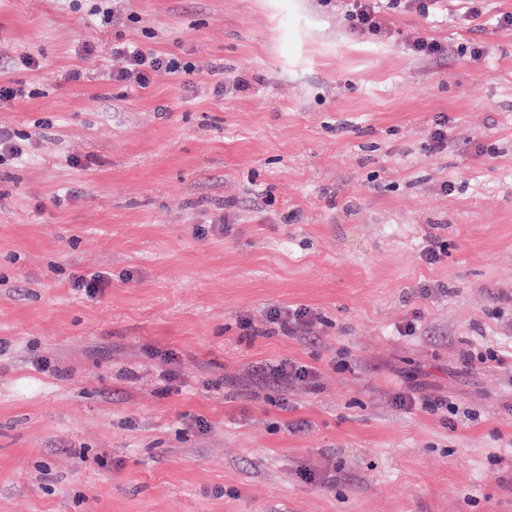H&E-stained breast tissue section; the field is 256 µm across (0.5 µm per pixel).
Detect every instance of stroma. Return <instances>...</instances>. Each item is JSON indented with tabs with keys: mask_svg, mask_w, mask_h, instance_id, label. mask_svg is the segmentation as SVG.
Listing matches in <instances>:
<instances>
[{
	"mask_svg": "<svg viewBox=\"0 0 512 512\" xmlns=\"http://www.w3.org/2000/svg\"><path fill=\"white\" fill-rule=\"evenodd\" d=\"M93 3L0 0V512H512V0L383 41L344 0ZM118 42L194 70L113 82ZM288 306L315 335L270 331ZM71 286L88 295H94L107 286V280L102 273L84 271L73 276ZM268 372L276 383L284 384L293 381H306L314 376L313 369L305 365L284 362L278 365L262 369Z\"/></svg>",
	"mask_w": 512,
	"mask_h": 512,
	"instance_id": "obj_1",
	"label": "stroma"
}]
</instances>
